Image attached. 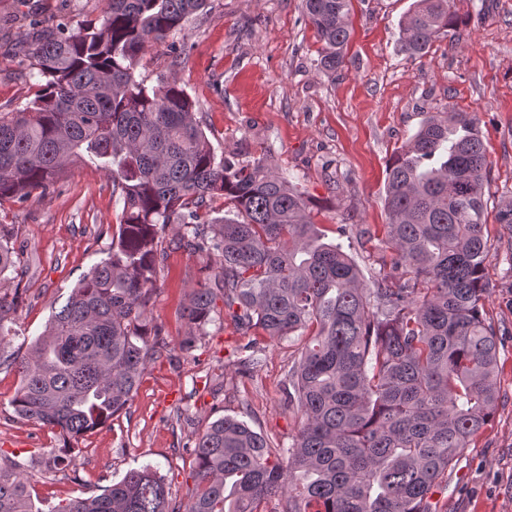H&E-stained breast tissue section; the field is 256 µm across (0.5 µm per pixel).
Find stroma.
Listing matches in <instances>:
<instances>
[{"label":"stroma","instance_id":"1","mask_svg":"<svg viewBox=\"0 0 512 512\" xmlns=\"http://www.w3.org/2000/svg\"><path fill=\"white\" fill-rule=\"evenodd\" d=\"M414 2L352 0L346 66L327 75L316 68L319 43L301 0H208L186 25V64L172 65L165 46L152 45L139 72L151 85L179 80L217 155L230 162L264 155L294 177L314 222L366 274L381 257L370 235L386 222V170L397 148L429 115L478 111L490 168L484 232L491 290L483 314L500 341V399L433 500L437 512H512V232L495 221L499 203L512 200V0H453L458 45L440 36L416 60L399 43ZM102 7V0H0L1 112L34 92L21 35L36 23H79ZM120 212L110 175L92 165L74 167L56 190L0 202V229L16 256L15 271L0 282L16 300L15 334L0 346V452L21 464L42 512L100 494L145 463L184 502L195 490L189 448L213 420L242 418L276 448L298 427L285 389L302 338H254L217 313L194 347L181 349L188 331L182 310L210 272L202 257L176 250L158 270L147 309L169 352L149 360L127 409L71 441L76 471L46 470V452L63 442L15 414L17 361L43 333L54 301L105 257ZM252 342L263 362L245 373L228 353Z\"/></svg>","mask_w":512,"mask_h":512}]
</instances>
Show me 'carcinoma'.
Wrapping results in <instances>:
<instances>
[{"instance_id":"1","label":"carcinoma","mask_w":512,"mask_h":512,"mask_svg":"<svg viewBox=\"0 0 512 512\" xmlns=\"http://www.w3.org/2000/svg\"><path fill=\"white\" fill-rule=\"evenodd\" d=\"M206 0H104L95 18L21 36L39 83L0 112V201L54 187L81 162L112 177L122 203L107 257L84 274L21 358L11 405L68 442L124 410L147 361L168 352L146 312L170 248L216 260L183 310L189 350L217 299L242 333L305 338L288 371L300 413L286 448L244 420L211 422L190 449L197 485L174 503L145 463L92 497L50 512H437L438 480L492 419L497 332L483 316L491 253L484 235L489 167L479 112L432 115L388 166L381 248L390 263L365 278L339 242L323 241L309 201L265 157L217 158L177 80L137 74L147 47L178 63L185 25ZM321 42L317 68L345 64L351 0H301ZM457 26L450 0H417L400 49L421 58ZM233 218L210 217L211 202ZM169 224L179 234L164 242ZM15 301L0 292V346ZM153 335L152 340L146 336ZM54 448L48 470L75 465ZM0 512H41L20 465L0 453Z\"/></svg>"}]
</instances>
